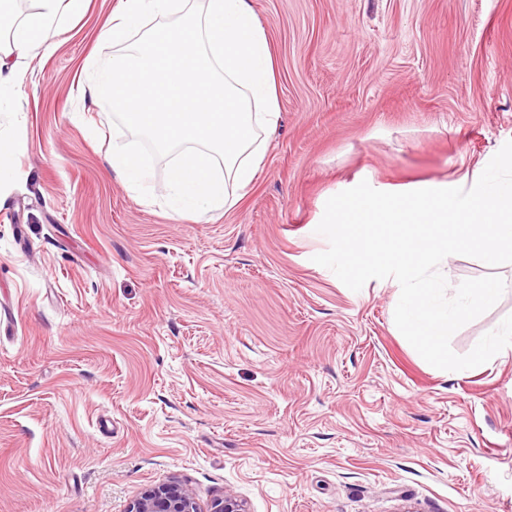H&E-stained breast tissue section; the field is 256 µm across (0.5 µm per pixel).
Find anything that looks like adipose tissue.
<instances>
[{"label": "adipose tissue", "mask_w": 512, "mask_h": 512, "mask_svg": "<svg viewBox=\"0 0 512 512\" xmlns=\"http://www.w3.org/2000/svg\"><path fill=\"white\" fill-rule=\"evenodd\" d=\"M36 2L9 20L0 0V100L20 91L30 61L52 51L87 6ZM100 35L114 53L82 103H111L128 129L172 155L165 196L173 218L199 222L234 208L280 115L276 59L250 0H120Z\"/></svg>", "instance_id": "ef3b65f1"}]
</instances>
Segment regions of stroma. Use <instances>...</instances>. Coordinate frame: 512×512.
Listing matches in <instances>:
<instances>
[{"instance_id":"obj_1","label":"stroma","mask_w":512,"mask_h":512,"mask_svg":"<svg viewBox=\"0 0 512 512\" xmlns=\"http://www.w3.org/2000/svg\"><path fill=\"white\" fill-rule=\"evenodd\" d=\"M89 0L31 61L0 133L22 143L0 199V512H125L182 480L202 512H512V348L428 364L394 322L396 280L346 287L315 254L326 201L452 183L512 140V0H252L277 57L281 120L239 204L172 219L106 165L141 146L110 104L79 109ZM449 289L512 263L445 258Z\"/></svg>"}]
</instances>
